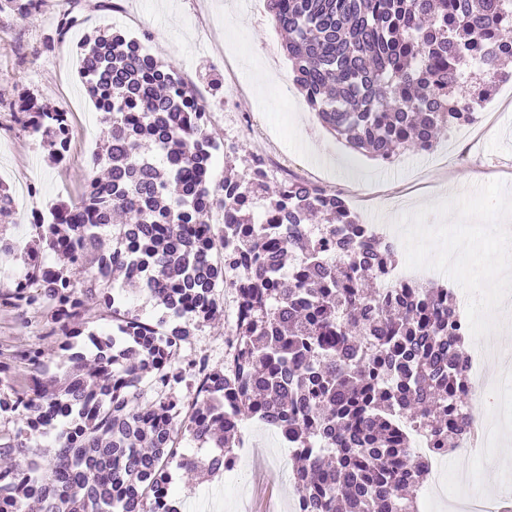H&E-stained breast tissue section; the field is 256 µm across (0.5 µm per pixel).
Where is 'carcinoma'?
Instances as JSON below:
<instances>
[{"mask_svg": "<svg viewBox=\"0 0 512 512\" xmlns=\"http://www.w3.org/2000/svg\"><path fill=\"white\" fill-rule=\"evenodd\" d=\"M41 0H0V13L26 19ZM285 44L294 83L323 125L349 146L387 160L398 150L429 151L435 131L475 119L512 62V0H266ZM85 90L104 124V152L80 200L62 203L53 220L33 223L23 252L27 276L0 292V307L21 314L47 307L48 333L62 338L65 382L51 395L43 351H16L30 384L0 396L24 421L0 434V500L8 512H178L170 503L171 464L215 473L233 452L238 423L257 416L299 444L293 469L308 512H416L422 469L393 427L401 412L439 437L464 425L467 405L452 407L461 381L463 338L452 326L448 289L427 284L380 301L364 282L392 253L359 239L344 198L303 181L251 186L255 165L211 187L218 146L205 131L201 108L170 65L135 39L98 31L80 44ZM24 125L60 159L67 150V112L24 96ZM107 169V176L95 174ZM14 193L0 186V243L16 223ZM222 209L234 224L209 222ZM264 211L265 224L259 227ZM341 232L348 260L319 262V240L280 237L270 229L305 224L310 213ZM229 249L244 316L234 327L238 380L201 356L183 364L177 344L217 314ZM51 251L69 267L42 262ZM301 288L275 272L286 257ZM146 291L163 306L157 321L128 306L127 293ZM112 314L122 340L98 336L93 364L79 348L90 306ZM376 337L371 351L367 340ZM160 397L146 401L143 377ZM393 384L386 385L382 376ZM196 388L184 406L173 390ZM52 455L32 437L58 422ZM209 448L180 451L182 432ZM328 442L327 454L313 448Z\"/></svg>", "mask_w": 512, "mask_h": 512, "instance_id": "obj_1", "label": "carcinoma"}]
</instances>
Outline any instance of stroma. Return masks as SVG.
<instances>
[{"instance_id":"obj_1","label":"stroma","mask_w":512,"mask_h":512,"mask_svg":"<svg viewBox=\"0 0 512 512\" xmlns=\"http://www.w3.org/2000/svg\"><path fill=\"white\" fill-rule=\"evenodd\" d=\"M77 18L57 37L61 15ZM139 38L145 49L177 70L183 82L211 102L206 128L221 147L212 171L224 178L226 165L243 171L254 156L284 163L296 177L344 195L359 221L387 224L423 204L500 180L512 193V78L503 94L483 103L468 129L478 144L465 149L455 134L441 133L427 152L407 151L382 163L352 151L344 139L324 128L295 86L285 38L267 10H252L241 0H42L36 17L22 20L0 13V180L24 192L38 210L78 200L91 175L89 161L103 133L99 114L78 77L76 44L99 28ZM30 95L61 106L69 115V145L54 161L41 139L15 119L19 99ZM259 113L247 131L227 125L233 114ZM47 313L25 316L0 309V362L9 364L15 388L30 382L27 365L15 363V349L40 347L57 364L59 341L47 335ZM226 323L216 317L182 343L179 356L208 357L225 364ZM257 447L246 449L233 479L195 476L170 467L171 486L183 508L203 512H287L292 487L277 464L276 438L255 427Z\"/></svg>"}]
</instances>
